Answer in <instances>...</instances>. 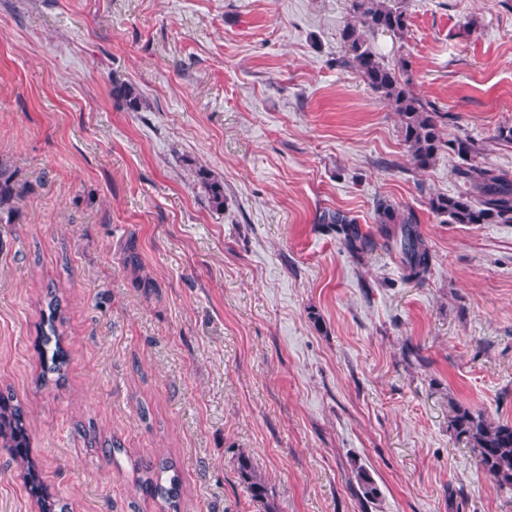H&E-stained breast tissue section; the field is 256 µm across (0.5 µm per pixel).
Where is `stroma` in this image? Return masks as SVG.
<instances>
[{
  "label": "stroma",
  "instance_id": "1",
  "mask_svg": "<svg viewBox=\"0 0 512 512\" xmlns=\"http://www.w3.org/2000/svg\"><path fill=\"white\" fill-rule=\"evenodd\" d=\"M396 2L408 30L376 53L512 174L495 138L512 126V0ZM350 18L349 0H0V158L24 187L0 224V392L68 512H160L133 465L165 460L180 512H263L242 450L279 512H512L448 418L453 400L512 424V223L431 212L464 192L465 162L409 164L397 113L338 64ZM380 198L418 215L424 284L318 222L339 210L375 232ZM131 240L152 287L123 267ZM52 287L67 364L43 387ZM0 512H37L1 447ZM112 96L124 103L131 112H137L142 108V95L133 84L119 81L112 83ZM239 477L247 483L252 497L259 502L265 512H277L273 495L266 482L257 475L249 454L241 452L236 460Z\"/></svg>",
  "mask_w": 512,
  "mask_h": 512
}]
</instances>
